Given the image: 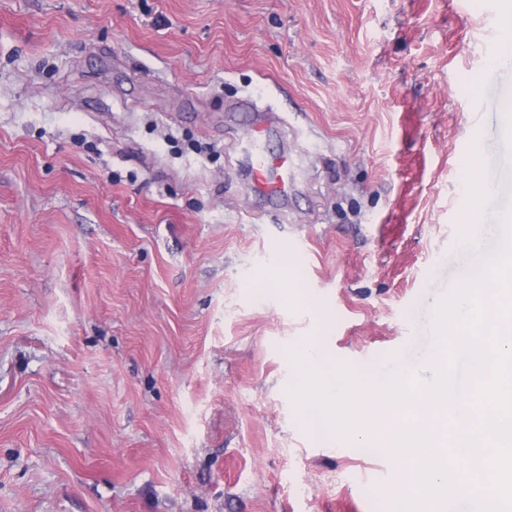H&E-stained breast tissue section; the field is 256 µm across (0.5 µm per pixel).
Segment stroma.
Listing matches in <instances>:
<instances>
[{"mask_svg":"<svg viewBox=\"0 0 512 512\" xmlns=\"http://www.w3.org/2000/svg\"><path fill=\"white\" fill-rule=\"evenodd\" d=\"M498 9L0 0V512H394L399 461L305 430L288 350L426 347L512 98ZM512 63V23L506 30L501 31L496 48L489 60L491 67L511 65ZM275 123V116H270L265 122L254 123L251 126L249 140L247 141L251 149L253 179L255 187L263 194L281 199L288 196V183L282 178L280 181H273L269 177V172L273 168L285 167L288 171L287 156L268 155L265 149V143L269 137L270 126Z\"/></svg>","mask_w":512,"mask_h":512,"instance_id":"35a3bbf8","label":"stroma"}]
</instances>
